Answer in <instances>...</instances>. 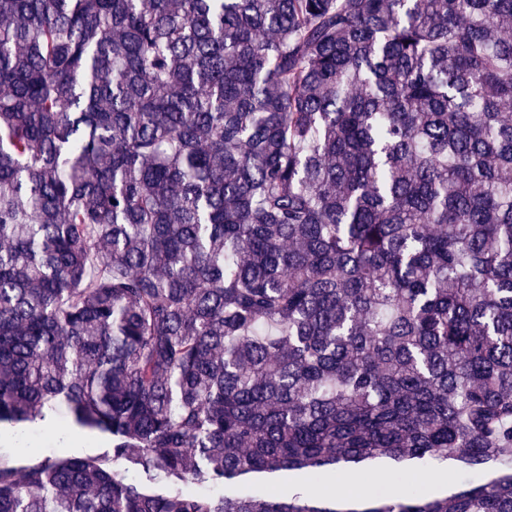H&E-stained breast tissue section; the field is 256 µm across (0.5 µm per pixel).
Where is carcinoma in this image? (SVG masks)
I'll return each mask as SVG.
<instances>
[{
    "label": "carcinoma",
    "mask_w": 512,
    "mask_h": 512,
    "mask_svg": "<svg viewBox=\"0 0 512 512\" xmlns=\"http://www.w3.org/2000/svg\"><path fill=\"white\" fill-rule=\"evenodd\" d=\"M512 0H0V512H512ZM499 474L213 495L376 459ZM129 465L149 492L108 464ZM0 459L17 468L26 465L36 458H97L104 454L109 444V436L106 433L81 428L71 425L69 414L65 405L57 406L56 412L48 414L44 421L34 422L0 423ZM21 435L32 436V447L25 453H20L13 441H4L3 437H17ZM424 465H425V467L423 468V467L419 466L417 463H415L414 461H408V462L403 463V467H404L405 471L407 472V474H408L409 470L417 469V471H409V472H410V474L415 476L417 479H421V480H417L416 478H414L422 493L435 494V495H441V496H444L447 493L449 495L452 492H454L458 488L460 482L462 481V479L464 477H467L474 483H480V482H483V481L487 480L488 478H490L497 469L496 463L489 462V463L483 465L482 467H480L479 469L473 470L465 475L462 472L461 465L457 466V464L450 459H448V460H433V461H431V463L424 464ZM442 465H444L445 466L444 469L445 470L447 469V471H448V488H447V490L444 489L446 491L444 493H437V492L432 491L430 489V486L433 483L436 472L438 470H440L439 467ZM301 476L295 472H281L275 475L262 474L250 477L245 482H237L234 487L254 486L260 487L265 492L281 496L289 484L300 481Z\"/></svg>",
    "instance_id": "cac0c4a2"
}]
</instances>
